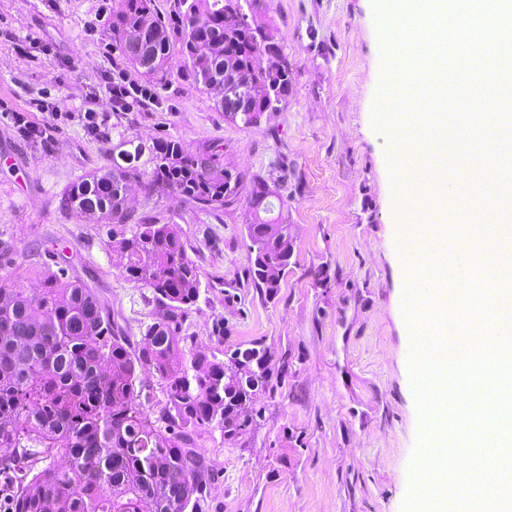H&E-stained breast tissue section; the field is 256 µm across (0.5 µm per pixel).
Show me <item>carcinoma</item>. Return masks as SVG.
<instances>
[{
	"mask_svg": "<svg viewBox=\"0 0 512 512\" xmlns=\"http://www.w3.org/2000/svg\"><path fill=\"white\" fill-rule=\"evenodd\" d=\"M263 2L171 0L161 17L153 0H112V41L122 63L145 79L142 89L163 86L176 57L225 117L257 126L292 86L284 53L266 70L256 65L275 40L261 17ZM129 41L142 44L140 59L127 53ZM236 83L249 93L233 115L224 108V86ZM119 146L112 162L74 182L62 203L107 227L108 246L123 259L122 277L151 291L152 322L140 327L135 346L95 289L65 268H45L32 293L0 276V448L10 449L0 469L13 481V512H142L146 504L150 512H198L213 474L200 438L215 426L227 440L244 434L278 385L270 369L254 367L267 354L259 342L224 351L235 372L230 383L216 355L186 360L181 333L200 298L199 269L179 224L135 216L119 190L135 183L149 199L167 190L201 211H217L250 184L246 231L258 248L249 275L270 298L279 281L267 267L290 264V227L275 213L283 199H265L268 179L224 164L218 144L191 153L163 136L150 146L124 137ZM229 171L235 186L227 191ZM148 374L164 383L154 418L138 403Z\"/></svg>",
	"mask_w": 512,
	"mask_h": 512,
	"instance_id": "1",
	"label": "carcinoma"
}]
</instances>
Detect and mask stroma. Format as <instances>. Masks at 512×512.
Returning a JSON list of instances; mask_svg holds the SVG:
<instances>
[{
  "mask_svg": "<svg viewBox=\"0 0 512 512\" xmlns=\"http://www.w3.org/2000/svg\"><path fill=\"white\" fill-rule=\"evenodd\" d=\"M111 13L112 0H0V276L31 288L39 255L64 254L70 275L96 288L139 342L152 306L121 276L103 224L63 209V193L107 165L125 135L147 144L171 135L190 151L217 143L241 172L279 176L294 253L271 299L247 277L249 191L213 213L169 192L153 206L139 190L129 195L133 210L154 207L181 224L192 249L203 292L184 323L186 349L259 341L281 375L247 433L202 436L214 471L202 512H404L424 434L409 368L422 324L409 310L397 142L375 119L386 76L376 0H267L292 87L278 111L248 128L175 69L113 130ZM89 108L99 132L85 126ZM23 111L51 122V137L21 135L13 115ZM447 146L458 159L445 172L432 150L409 152L408 162L441 175L421 185L411 207L437 203L444 182L465 184L450 204L466 231L438 259L449 284L473 289L477 260L494 246L471 229L488 185L481 174L508 173L512 198V158L474 161L453 130Z\"/></svg>",
  "mask_w": 512,
  "mask_h": 512,
  "instance_id": "stroma-1",
  "label": "stroma"
}]
</instances>
